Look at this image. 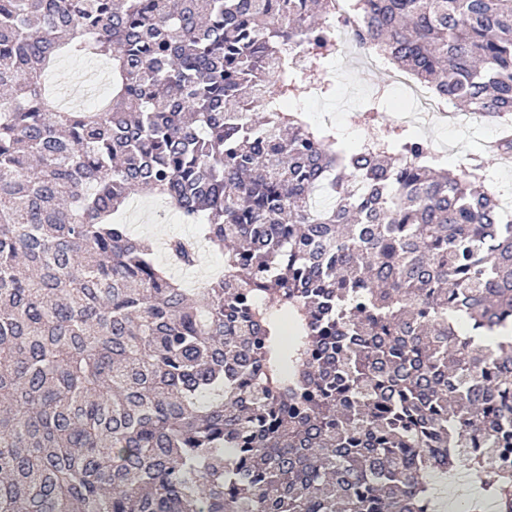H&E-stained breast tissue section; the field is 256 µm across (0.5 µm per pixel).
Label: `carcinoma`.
<instances>
[{
	"label": "carcinoma",
	"mask_w": 512,
	"mask_h": 512,
	"mask_svg": "<svg viewBox=\"0 0 512 512\" xmlns=\"http://www.w3.org/2000/svg\"><path fill=\"white\" fill-rule=\"evenodd\" d=\"M333 2L0 0V512H433L457 462L512 512V335L475 341L512 329V210L422 140L273 107L289 48L331 92ZM354 8L451 104L512 112V0ZM62 53L111 60L106 104L52 105ZM133 195L224 254L199 299L117 220Z\"/></svg>",
	"instance_id": "cac0c4a2"
}]
</instances>
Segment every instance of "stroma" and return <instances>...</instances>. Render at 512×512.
<instances>
[{"mask_svg":"<svg viewBox=\"0 0 512 512\" xmlns=\"http://www.w3.org/2000/svg\"><path fill=\"white\" fill-rule=\"evenodd\" d=\"M101 64L98 58L60 56L48 79L51 98L58 102L68 101L73 109L90 110L106 103L111 97L110 87H103L92 97L81 80L83 74ZM397 73L396 66L391 63L374 66L359 59L339 60L327 71V81L333 85L334 94H310L301 90L295 100L289 102L288 109L307 114L313 125H330L342 146H358L375 138L394 140L404 135L394 115L408 105L406 90L396 81ZM469 120L471 127L466 132L447 123L417 130L416 136L433 141L443 149V168L456 172L478 165L494 189H512V167L502 166L488 150L490 143L498 137L500 124H512V113L500 122L478 114L470 115ZM138 202L139 210L129 207L123 210V222L135 237L153 241L154 261L168 268L183 287H191L193 276L208 280L223 270V255L206 246L202 247L193 272L174 267L164 242L172 237L196 235L195 225L183 223L178 212L170 209L163 198L142 196Z\"/></svg>","mask_w":512,"mask_h":512,"instance_id":"obj_1","label":"stroma"}]
</instances>
